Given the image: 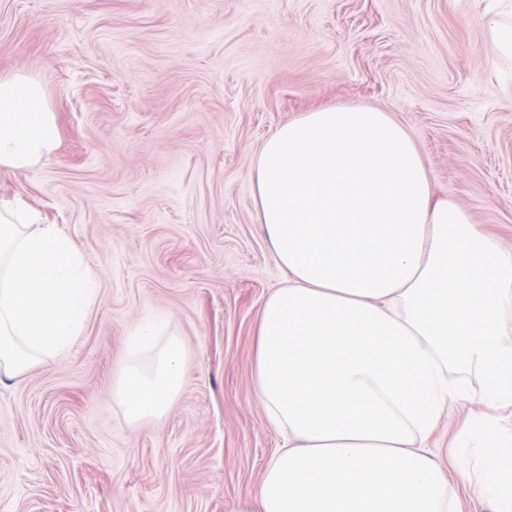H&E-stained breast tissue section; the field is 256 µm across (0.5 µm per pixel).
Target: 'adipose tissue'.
<instances>
[{
    "mask_svg": "<svg viewBox=\"0 0 512 512\" xmlns=\"http://www.w3.org/2000/svg\"><path fill=\"white\" fill-rule=\"evenodd\" d=\"M57 143L41 84L0 77V169H31ZM255 168L286 278L260 310L253 384L285 445L227 512H448L428 439L467 393L449 367L483 372L485 404L512 403V249L435 200L407 129L374 108L302 114ZM186 356L164 327L135 330L112 384L130 424L167 413ZM480 439L478 469L458 476L512 512V437Z\"/></svg>",
    "mask_w": 512,
    "mask_h": 512,
    "instance_id": "adipose-tissue-1",
    "label": "adipose tissue"
}]
</instances>
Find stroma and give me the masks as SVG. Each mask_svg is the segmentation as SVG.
<instances>
[{
    "mask_svg": "<svg viewBox=\"0 0 512 512\" xmlns=\"http://www.w3.org/2000/svg\"><path fill=\"white\" fill-rule=\"evenodd\" d=\"M512 0H0V77L38 80L59 130L0 171L100 281L82 336L0 383V512H225L283 444L252 383L256 325L284 283L253 159L277 128L369 106L411 134L437 196L512 248V67L487 25ZM187 347L165 417L130 427L112 380L134 328ZM438 421L433 452L475 459L486 406Z\"/></svg>",
    "mask_w": 512,
    "mask_h": 512,
    "instance_id": "stroma-1",
    "label": "stroma"
}]
</instances>
